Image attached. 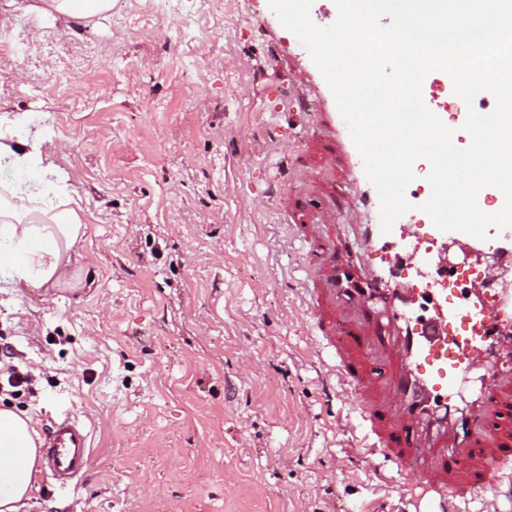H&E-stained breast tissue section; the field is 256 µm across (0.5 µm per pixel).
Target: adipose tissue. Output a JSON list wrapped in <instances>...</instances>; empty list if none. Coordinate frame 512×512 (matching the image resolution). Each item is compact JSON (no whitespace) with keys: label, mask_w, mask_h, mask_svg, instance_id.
<instances>
[{"label":"adipose tissue","mask_w":512,"mask_h":512,"mask_svg":"<svg viewBox=\"0 0 512 512\" xmlns=\"http://www.w3.org/2000/svg\"><path fill=\"white\" fill-rule=\"evenodd\" d=\"M28 113L0 115V288H75L73 257L84 240L77 185L59 169ZM36 180H26V173ZM39 436L31 417L0 408V512H21L38 472Z\"/></svg>","instance_id":"adipose-tissue-1"}]
</instances>
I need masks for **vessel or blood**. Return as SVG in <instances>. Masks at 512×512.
Returning <instances> with one entry per match:
<instances>
[{
	"label": "vessel or blood",
	"mask_w": 512,
	"mask_h": 512,
	"mask_svg": "<svg viewBox=\"0 0 512 512\" xmlns=\"http://www.w3.org/2000/svg\"><path fill=\"white\" fill-rule=\"evenodd\" d=\"M319 144L331 172L337 151L348 157L347 197L366 214L356 240L323 214L290 209L293 187L312 165L280 170L277 208L292 218L289 238L308 246L299 302L318 347L329 352L336 393L351 407V433L367 459L392 462L384 483L402 503L434 501L436 512H466V504L501 495L512 472V289L496 286L501 265L512 263V228L482 241L429 227L431 245L414 259L426 285L410 287L399 249L416 237L417 225L382 233L379 196L339 113H315L298 153L310 155ZM372 252L382 253L381 265L364 262ZM452 254L485 268L470 296H458L443 277ZM89 458L82 420L51 423L42 447L50 482L78 481Z\"/></svg>",
	"instance_id": "vessel-or-blood-1"
}]
</instances>
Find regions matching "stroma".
I'll list each match as a JSON object with an SVG mask.
<instances>
[{
	"instance_id": "35a3bbf8",
	"label": "stroma",
	"mask_w": 512,
	"mask_h": 512,
	"mask_svg": "<svg viewBox=\"0 0 512 512\" xmlns=\"http://www.w3.org/2000/svg\"><path fill=\"white\" fill-rule=\"evenodd\" d=\"M269 0H112L71 19L0 0V108L29 113L79 188L84 287L0 288V363L34 379L0 407L90 432L83 477L38 479L25 512H396L297 296L275 170L324 112ZM277 59L278 72L267 69ZM423 94L466 148L448 76Z\"/></svg>"
}]
</instances>
